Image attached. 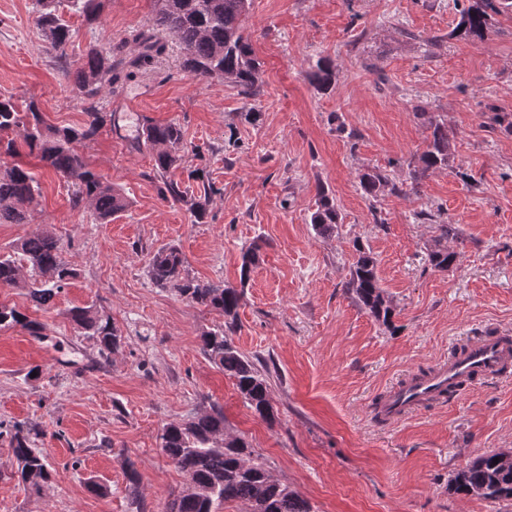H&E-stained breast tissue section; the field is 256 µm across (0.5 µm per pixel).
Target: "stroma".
<instances>
[{
  "label": "stroma",
  "instance_id": "35a3bbf8",
  "mask_svg": "<svg viewBox=\"0 0 512 512\" xmlns=\"http://www.w3.org/2000/svg\"><path fill=\"white\" fill-rule=\"evenodd\" d=\"M471 3L252 0L244 26L263 64L254 101L192 76L167 40L150 67L102 95L98 108L115 123L77 146L131 201L111 223L73 205L70 180L22 156L41 196L28 223H0V254L45 229L77 276L47 310L0 288V303L43 326L39 338L0 331V512H165L188 478L162 454V430L215 404L226 432L313 512H512V498L450 489L475 457L512 451V374L397 424L374 415L404 373L429 370L477 337L512 335V8L473 41L456 32ZM153 11L154 0H105L94 24L70 16L69 62L93 44L132 52L130 35ZM321 57L336 71L326 91L307 78ZM1 94L20 106L36 100L58 126L88 121L35 24L34 0H0ZM434 119L454 133L453 161L415 183ZM147 121L181 125L178 178L194 186L190 173L201 169L214 186L204 223L161 197L150 148L132 147ZM368 171L388 181L374 196L359 186ZM322 187L343 217L327 238L309 224ZM441 240L459 254L445 272L428 259ZM252 244L258 261L243 284L241 250ZM169 245L190 277L243 286L228 337L267 363L274 422L247 408L203 355L200 338L220 317L151 282L150 261ZM359 246L376 260L392 327L346 288ZM85 304L123 336L111 358L66 316ZM18 425L52 471L41 489L18 477L8 444Z\"/></svg>",
  "mask_w": 512,
  "mask_h": 512
}]
</instances>
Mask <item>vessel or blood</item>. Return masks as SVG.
Wrapping results in <instances>:
<instances>
[{"label":"vessel or blood","mask_w":512,"mask_h":512,"mask_svg":"<svg viewBox=\"0 0 512 512\" xmlns=\"http://www.w3.org/2000/svg\"><path fill=\"white\" fill-rule=\"evenodd\" d=\"M511 367V339L478 338L430 373L408 377L398 384L380 403L378 416L384 421H399L414 409L442 402L460 386L497 377Z\"/></svg>","instance_id":"1"}]
</instances>
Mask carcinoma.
Here are the masks:
<instances>
[{
  "label": "carcinoma",
  "instance_id": "obj_1",
  "mask_svg": "<svg viewBox=\"0 0 512 512\" xmlns=\"http://www.w3.org/2000/svg\"><path fill=\"white\" fill-rule=\"evenodd\" d=\"M155 3L152 24L131 35L138 53L129 60V66L141 67L164 54L166 43L161 36L168 35L179 42L183 66L195 77L229 82L247 98L259 95L262 65L243 28L251 0H155ZM60 4L61 0H36V25L48 47L62 58L67 55L73 33ZM511 6L508 0H474L461 13L458 31L467 38L482 41L490 31L493 16ZM67 7L93 24L99 20L103 0H67ZM116 69L112 48L91 45L72 71L77 91L89 102V121L83 128L48 123L35 100L29 101L26 111L21 113L13 98L0 97V133L20 130L28 153L37 155L45 166L72 180L74 203L88 205L101 224L124 212L130 201L103 176L85 167L75 144L112 120V115L98 109L97 98L103 91L112 89L117 79ZM308 78L318 89H329L335 80L330 60L318 59ZM431 128L429 143L412 174L415 182L431 171L448 168L450 162L448 124L435 120ZM136 142L155 151V171L162 181V198L184 204L192 223H203L213 187L197 171L193 179L202 181L201 194L189 197L181 190L176 179L180 152L184 149L181 125L175 121L146 123L137 130ZM5 154L14 158V162L0 164V222L24 224L29 211L38 205V181L32 171L16 161L21 152L14 140L7 141ZM384 182L378 173H363L359 178L361 189L368 195L377 193ZM340 221L334 199L325 190H319L316 208L310 214L315 234L333 235ZM356 251L358 258L346 288L375 320L389 327L393 308L379 284L376 261L361 246H356ZM457 259V252L440 244L429 253L430 264L440 271L448 270ZM256 260V248L250 246L243 250L240 284L249 280ZM149 275L156 287L168 289L224 318L222 324L201 336L203 354L234 381L248 408L264 419L272 418L266 377L226 336V331L236 326L244 289L189 277L184 257L176 246L162 248L154 254ZM74 277L75 270L62 260L59 241L42 229L20 239L10 254L0 255V287L21 288L39 306L49 304ZM67 318L94 341L101 356L108 358L119 351L121 333L110 319L98 314L94 305L74 306L67 311ZM17 326L32 336L43 337L41 323L16 307L0 304V330ZM9 445L19 462L23 483L39 489L51 480L44 456L31 447L29 434L20 429L15 431ZM161 450L189 479L170 502L167 512H220L225 503L233 501L248 503L250 512H312L307 500L274 479L264 464L255 461L246 442L226 434L224 411L220 407L186 422L164 426ZM497 457L496 452L486 453L458 470L451 481L453 492L468 496L481 489L486 500L512 498V466L493 463Z\"/></svg>",
  "mask_w": 512,
  "mask_h": 512
}]
</instances>
